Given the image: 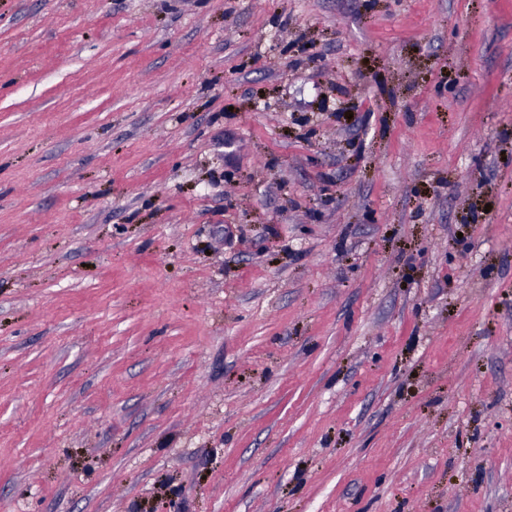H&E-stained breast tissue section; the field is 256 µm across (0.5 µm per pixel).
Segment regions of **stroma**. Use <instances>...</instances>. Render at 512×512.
I'll list each match as a JSON object with an SVG mask.
<instances>
[{"mask_svg":"<svg viewBox=\"0 0 512 512\" xmlns=\"http://www.w3.org/2000/svg\"><path fill=\"white\" fill-rule=\"evenodd\" d=\"M0 512H512V0H0Z\"/></svg>","mask_w":512,"mask_h":512,"instance_id":"stroma-1","label":"stroma"}]
</instances>
